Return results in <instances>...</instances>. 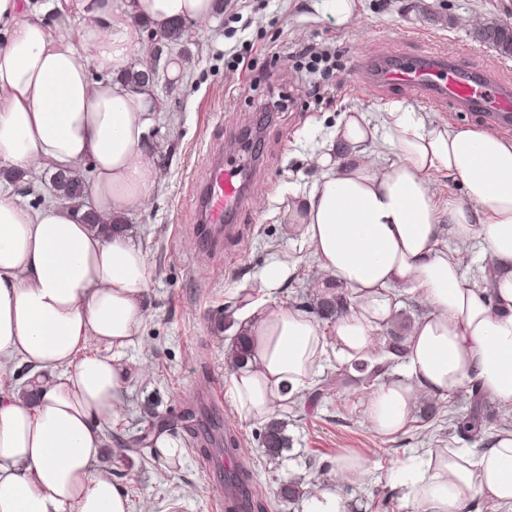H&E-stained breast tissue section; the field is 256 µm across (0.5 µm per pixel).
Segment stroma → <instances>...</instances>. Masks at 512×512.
I'll return each mask as SVG.
<instances>
[{"label": "stroma", "mask_w": 512, "mask_h": 512, "mask_svg": "<svg viewBox=\"0 0 512 512\" xmlns=\"http://www.w3.org/2000/svg\"><path fill=\"white\" fill-rule=\"evenodd\" d=\"M359 12L339 23L324 0H233L224 13L186 24L183 39L155 64L160 108L149 139L159 182L149 206L125 219L146 253L151 316L140 343L123 352L130 377L110 426L112 454L98 464L123 487L130 512L147 503L153 512H225L221 488L207 479L198 453L212 432L228 425L238 443L232 461L250 470L270 502L268 512H301L300 501L277 497L280 484H336L345 455L369 463L366 476L344 487L351 512H407L395 487L403 461L424 448L488 447L503 418L512 417V407L484 397L481 438L434 426L433 414L467 410L460 391L437 404L421 402L399 434L377 438L365 416L371 386L333 357L274 414L290 439L282 460L264 454L266 420L244 418L232 399L224 401L225 425L202 421L195 410L213 385L229 388L234 367L227 351L238 332L232 313L241 298L264 296L261 275L270 262L291 267L277 293L288 306L307 311L322 296L313 260L284 209L292 191L318 179L311 157L340 115L370 116L400 101L429 121L476 125L472 113L370 82L367 68L442 50L459 66L486 68L512 84V57L476 39L473 27L477 20L512 27V0H360ZM307 44L327 53L329 64L313 69L299 52ZM236 53L246 54L247 68L233 69ZM174 62L181 70L177 84L169 77ZM218 144L231 148L250 182L247 205L235 217L238 236L215 252L191 231L197 222L192 190ZM164 431L182 441L174 470L154 453L152 439Z\"/></svg>", "instance_id": "35a3bbf8"}]
</instances>
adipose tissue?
I'll return each mask as SVG.
<instances>
[{
    "mask_svg": "<svg viewBox=\"0 0 512 512\" xmlns=\"http://www.w3.org/2000/svg\"><path fill=\"white\" fill-rule=\"evenodd\" d=\"M217 0H65L47 24L42 0H0V167L32 172L91 164L89 202L121 218L146 207L158 180L147 139L159 102L130 83L151 57L140 23L162 34L214 16ZM84 19L80 31L70 13ZM320 178L286 210L311 252L319 288L344 301L331 336L313 316L277 301L287 262L265 271L267 297L239 310L251 356L231 374L244 418L271 416L300 393L328 352L366 360L382 339L391 294L428 307L400 341V373L367 399L380 437L400 433L420 398L477 385L512 406V138L478 126L425 122L403 103L372 121L343 113L313 157ZM462 197L440 202L436 175ZM478 241L490 275L469 280L448 241ZM146 254L120 229L103 234L64 202L33 208L0 192V368L29 371L0 388V512H128L111 476L106 427L119 413L128 369L120 353L150 317ZM98 353L80 355L87 343ZM400 479L409 512H468L472 497L512 512V431L478 454L430 448Z\"/></svg>",
    "mask_w": 512,
    "mask_h": 512,
    "instance_id": "1",
    "label": "adipose tissue"
}]
</instances>
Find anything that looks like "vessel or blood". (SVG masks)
Returning <instances> with one entry per match:
<instances>
[{"label": "vessel or blood", "mask_w": 512, "mask_h": 512, "mask_svg": "<svg viewBox=\"0 0 512 512\" xmlns=\"http://www.w3.org/2000/svg\"><path fill=\"white\" fill-rule=\"evenodd\" d=\"M378 80L386 85L410 86L425 99L442 106L480 113L491 124L512 125V86L486 70H459L445 52L436 51L408 65L384 68ZM221 154V149H214L197 192L202 222L195 231L215 248L221 246L223 237L234 233L232 219L245 204V178L237 168L223 164Z\"/></svg>", "instance_id": "vessel-or-blood-1"}]
</instances>
